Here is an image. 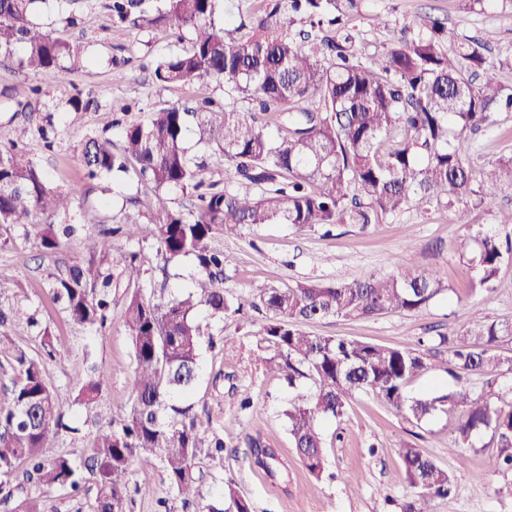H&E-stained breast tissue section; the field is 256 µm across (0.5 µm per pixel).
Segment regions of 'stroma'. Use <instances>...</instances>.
I'll use <instances>...</instances> for the list:
<instances>
[{"label": "stroma", "mask_w": 512, "mask_h": 512, "mask_svg": "<svg viewBox=\"0 0 512 512\" xmlns=\"http://www.w3.org/2000/svg\"><path fill=\"white\" fill-rule=\"evenodd\" d=\"M105 0H81L78 26H68L53 0L42 6L43 19L51 29L69 38H83L89 58L85 68L55 78L23 73L0 65V143L12 136L9 119L29 89L40 86V111L53 115V149L33 138L29 149L49 181L67 189L79 181L81 163L78 145L91 133L106 134L113 146L121 138L112 122L121 113L141 118L157 106L203 98L223 101L224 86L205 79L190 85H157L148 68L155 57L180 51L181 42H158L146 33L114 27L103 4ZM384 16L401 25L416 16L444 21L459 34L481 41L489 50L490 76L512 86V15L490 7L471 5L469 0H363L356 21L359 44L365 52L382 49L384 31L376 24ZM128 62V77L112 78V58ZM90 93L92 107L85 112L65 108L75 91ZM467 162L473 170L504 156H512V112L500 114L496 125L471 134ZM512 209V182H504L484 206L459 215L438 208L426 212L409 210L388 217L359 231L351 225L333 226L330 235L297 230L285 224H267L239 238L224 241V250L234 257L224 271V288L234 295L258 300L273 288L298 282L353 279L367 273L387 274L405 261L437 268L447 278V298L433 302L417 314L388 313L357 321L328 318L310 324L319 336H342L382 345L415 348L419 343L437 344L439 336L455 332L464 323L490 319L512 322V289L486 293L474 289L477 278L468 260L452 249L465 228L486 230L494 225L497 211ZM139 250L146 257L141 280L144 289L163 284L190 283L197 275L192 259L164 269L156 255L155 226L142 222ZM81 255V242L71 239L56 254L42 256L35 232H16L13 242L0 245V303L36 311L42 325L61 341L62 363H48V379L59 403L72 409L79 380L93 365L104 368L108 382L102 392L104 405H124L132 397L135 362L122 319L123 291H112V316L99 335L72 324L48 294L50 273L66 268ZM268 313L249 309L241 319L213 322L219 341L215 350L203 349L201 374L192 400L200 417L210 418L226 442L224 477L236 480L251 500L254 512H401L416 493L406 480L397 448L404 442L418 445L454 477V495L435 500L433 512H512V472L493 473L487 460L494 450L490 436L475 439L466 449L465 464H458L452 451L455 415H441L415 427L404 416L387 408L374 394L362 392L351 401L342 420H325V463L337 473L336 481L318 480L297 460L288 426L282 415L293 390L277 373L255 362L256 354L271 356L260 331ZM252 405L240 406L243 394ZM261 437L288 462L289 484L270 478L252 461L249 437ZM133 486H149L153 496H134L129 512H161L159 502L169 491L159 465L134 464L127 476Z\"/></svg>", "instance_id": "35a3bbf8"}]
</instances>
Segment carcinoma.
I'll return each instance as SVG.
<instances>
[{
    "instance_id": "obj_1",
    "label": "carcinoma",
    "mask_w": 512,
    "mask_h": 512,
    "mask_svg": "<svg viewBox=\"0 0 512 512\" xmlns=\"http://www.w3.org/2000/svg\"><path fill=\"white\" fill-rule=\"evenodd\" d=\"M45 0H0V63L44 76L74 73L85 67L87 49L36 22ZM362 0H250L246 19L233 31L216 26L229 19L226 0H107L113 24L149 33L157 41L187 38L188 46L151 61L161 86L192 84L204 78L224 83L228 102L204 99L193 106L170 103L140 121L116 120L121 146L96 135L80 147L84 194L103 177L134 173L152 192L129 203L156 225L157 254L164 264L194 259L200 276L166 295L140 286L144 257L114 239H139L141 225L126 216L86 209L81 224H56L68 213L75 191L53 186L23 147L41 89L18 103L15 138L0 144V237L39 227L38 245L55 252L62 240L78 235L80 225L101 227L84 236L80 260L52 276L48 295L70 321L102 333L112 311V288L125 283L124 325L135 360L133 397L114 406L108 426L98 430L85 466L57 451L59 438L76 433L75 415L62 410L46 377L49 361L62 362L54 337L33 314L0 308V328L25 320L38 329L40 351L32 355L0 331V504L11 512H42L41 502L25 494L32 484L77 494L83 469L93 477L96 494L89 512H127L131 464L156 461L173 500L196 503L201 512H253L251 501L232 478L221 493L203 494L202 464L224 468V438L202 421L185 397L199 376L208 323L235 318L246 305L224 291V268L234 257L224 253L226 237L265 224H289L329 234L333 224L365 231L372 224L416 208L444 210L485 204L506 178L512 157L478 172L467 164L466 133L490 126L501 112H512V87L492 77L474 85L487 71L485 46L459 36L444 22L417 17L397 29L379 21L390 35L381 54L364 55L356 46L351 22ZM195 123L211 149L212 166L234 170L237 188L208 184L204 167L191 158L184 140ZM259 188L254 193L252 189ZM189 191L188 212L170 207L173 190ZM454 248L477 272L486 290L512 288L496 282L501 265L512 264V209L499 211L495 227L467 231ZM448 295L438 269L411 262L389 275L366 274L353 280L297 282L260 295L269 312L262 341L274 355L255 361L280 374L295 388L283 416L293 448L310 475H326L321 418H341L360 392L380 398L388 408L420 424L437 414L457 416L453 447H473L491 434L496 452L488 467L512 471V401L475 392L465 383L421 396L407 392L409 382L432 369L461 375L492 376L512 371V357L489 347L512 336V324L476 320L450 336L439 337L448 355L379 345L340 336H314L303 326L327 317L365 319L388 312L418 313ZM107 376L93 369L82 379L75 405L100 404ZM254 464L275 476L288 464L261 438L250 439ZM416 500L403 512H431L430 505L456 491L450 473L419 448L397 449Z\"/></svg>"
}]
</instances>
